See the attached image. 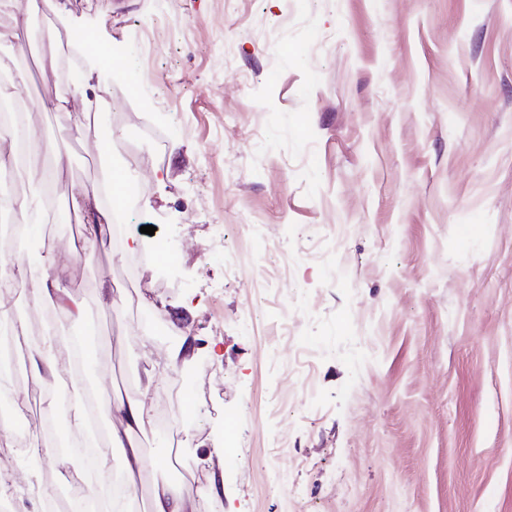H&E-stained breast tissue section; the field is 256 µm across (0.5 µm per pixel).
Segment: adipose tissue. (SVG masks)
Masks as SVG:
<instances>
[{
  "label": "adipose tissue",
  "mask_w": 512,
  "mask_h": 512,
  "mask_svg": "<svg viewBox=\"0 0 512 512\" xmlns=\"http://www.w3.org/2000/svg\"><path fill=\"white\" fill-rule=\"evenodd\" d=\"M128 177L118 168L109 169L106 177L96 183L76 185L72 192L74 206L82 223L88 224L92 233L82 243L84 253L94 255L112 243L115 227L114 215L100 203L102 193L121 195ZM64 255L49 253L35 255L31 252H17L11 258V272L0 274V292L14 293L18 288L28 290L31 300L38 304H53L67 307L70 316L80 318L85 313L81 304L66 305L67 292L60 280V274L67 266ZM29 372L32 379L42 386L63 383L65 378L74 377L72 352L67 340L47 336L40 347L29 354ZM140 397L119 398L105 391L94 395L96 405L87 408L84 398L67 399L50 393L44 399V409L50 414H62L71 435L85 434L90 413L106 416L109 421L107 442L109 453L98 454L97 469L102 478L110 476L114 466H121L125 475V486L136 489L142 473L150 467H161L165 457L150 458L143 452L138 435L150 423L152 404L150 395L158 389V378L154 369L144 370L139 378Z\"/></svg>",
  "instance_id": "1"
}]
</instances>
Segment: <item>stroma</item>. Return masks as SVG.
Listing matches in <instances>:
<instances>
[{
	"instance_id": "stroma-1",
	"label": "stroma",
	"mask_w": 512,
	"mask_h": 512,
	"mask_svg": "<svg viewBox=\"0 0 512 512\" xmlns=\"http://www.w3.org/2000/svg\"><path fill=\"white\" fill-rule=\"evenodd\" d=\"M0 0V54L26 105L55 96L42 58L75 65L129 177L123 238L169 247L73 251L66 288L93 353L69 395L139 394L137 377L198 339L190 380L161 377L148 468L198 492L199 512H512V0ZM30 17L31 25L16 21ZM152 24L149 42L134 33ZM122 66L100 63L88 45ZM30 128L70 160L56 205L103 177L76 125ZM155 228L144 234L143 226ZM111 285L128 306H100ZM224 356L213 360L210 344ZM17 353L20 421L41 435L42 387ZM242 448L238 464L226 445ZM284 455H277L280 445ZM77 461L24 466L0 444L13 507L70 489ZM223 473L221 496L204 495Z\"/></svg>"
}]
</instances>
